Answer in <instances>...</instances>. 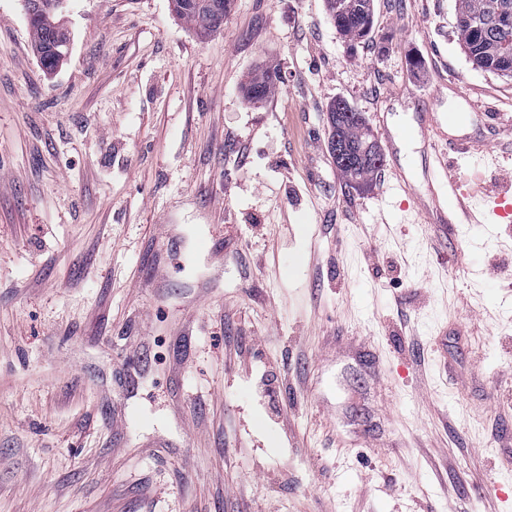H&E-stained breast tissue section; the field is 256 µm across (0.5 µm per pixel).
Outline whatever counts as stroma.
<instances>
[{
	"label": "stroma",
	"instance_id": "obj_1",
	"mask_svg": "<svg viewBox=\"0 0 512 512\" xmlns=\"http://www.w3.org/2000/svg\"><path fill=\"white\" fill-rule=\"evenodd\" d=\"M456 14L375 0L351 46L324 0L204 39L172 0H67L48 73L0 0V512H512V223L479 193L512 191V79ZM463 94L484 223L348 187L331 103L406 130ZM276 77L270 72H261L250 77L244 86V96L250 101H260L273 88Z\"/></svg>",
	"mask_w": 512,
	"mask_h": 512
}]
</instances>
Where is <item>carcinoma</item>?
<instances>
[{
	"label": "carcinoma",
	"instance_id": "1",
	"mask_svg": "<svg viewBox=\"0 0 512 512\" xmlns=\"http://www.w3.org/2000/svg\"><path fill=\"white\" fill-rule=\"evenodd\" d=\"M373 2L325 0L330 20L349 45L354 46L371 36ZM494 2L503 8V13L489 10ZM172 4L175 15L190 23L201 37L221 28L231 0H172ZM457 11L458 42L470 54L473 63L512 78V0H457ZM29 26L43 69L53 71L67 53L69 36H64V45L56 44V30L62 25L55 15L32 17ZM274 81L276 77L269 72L255 74L245 83L244 96L250 101H260L271 92ZM329 111L338 115L335 136L345 147V161L339 163L338 168L350 187L362 188L380 169L382 149L369 134L363 113L348 102L337 100Z\"/></svg>",
	"mask_w": 512,
	"mask_h": 512
}]
</instances>
